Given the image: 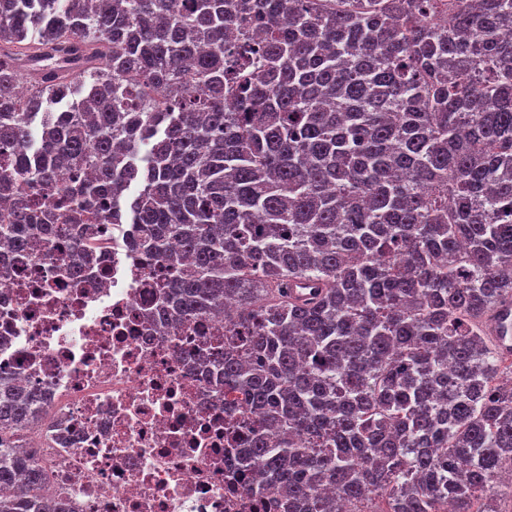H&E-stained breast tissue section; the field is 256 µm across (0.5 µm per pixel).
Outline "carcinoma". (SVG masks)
<instances>
[{"mask_svg": "<svg viewBox=\"0 0 512 512\" xmlns=\"http://www.w3.org/2000/svg\"><path fill=\"white\" fill-rule=\"evenodd\" d=\"M32 2L0 0V181L87 168L58 205L90 210L38 224L20 190L0 246L37 231L87 264L108 201L171 320L232 305L196 366L240 394L242 487L282 512H495L512 384L481 318L512 297V0ZM38 419L0 374V512H65L17 450Z\"/></svg>", "mask_w": 512, "mask_h": 512, "instance_id": "obj_1", "label": "carcinoma"}]
</instances>
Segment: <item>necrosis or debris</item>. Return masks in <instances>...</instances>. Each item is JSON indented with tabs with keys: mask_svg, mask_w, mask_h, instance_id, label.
Masks as SVG:
<instances>
[{
	"mask_svg": "<svg viewBox=\"0 0 512 512\" xmlns=\"http://www.w3.org/2000/svg\"><path fill=\"white\" fill-rule=\"evenodd\" d=\"M135 230L96 222L94 264L77 272L60 250L0 248V372L41 396L29 438L45 491L67 512H272L228 462L236 393L194 365L224 316L171 324Z\"/></svg>",
	"mask_w": 512,
	"mask_h": 512,
	"instance_id": "obj_1",
	"label": "necrosis or debris"
}]
</instances>
